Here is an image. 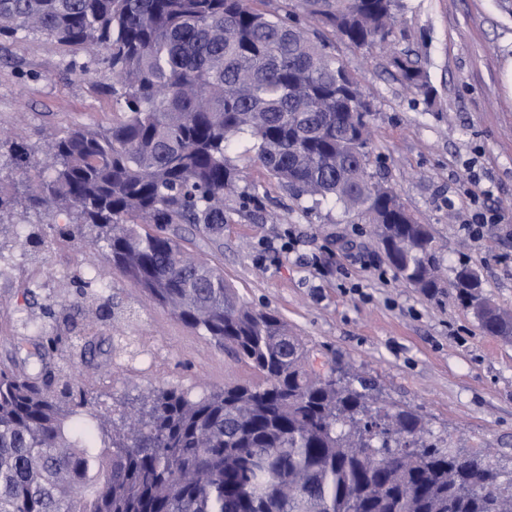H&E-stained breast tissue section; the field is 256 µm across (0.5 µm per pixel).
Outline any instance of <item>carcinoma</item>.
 I'll return each instance as SVG.
<instances>
[{
  "mask_svg": "<svg viewBox=\"0 0 512 512\" xmlns=\"http://www.w3.org/2000/svg\"><path fill=\"white\" fill-rule=\"evenodd\" d=\"M316 24L356 47L392 41L403 0H299ZM39 34L77 51L72 63L112 73L116 110L105 127L69 128L40 151L43 175L0 183V261L15 246L4 216L64 214L61 238L87 224L113 270L201 330L261 379L193 400L176 389L132 407L112 433L86 391L52 390L43 368H0V512H512V483L479 453L428 444L422 417L376 405L346 375L314 374L312 350L281 317L244 304L221 270L181 236L142 224H187L221 246L224 207H260L258 188L229 157L251 161L297 201L340 204L370 225L395 275L426 297L448 286L483 330L512 334V310H482V279L466 262L443 281L427 224L369 168L373 106L346 66L292 15L249 0H0V38ZM425 99L437 90L418 60L390 56ZM96 323L115 318L96 273L70 276ZM51 350L78 324L55 318ZM396 456L375 465L369 449Z\"/></svg>",
  "mask_w": 512,
  "mask_h": 512,
  "instance_id": "carcinoma-1",
  "label": "carcinoma"
}]
</instances>
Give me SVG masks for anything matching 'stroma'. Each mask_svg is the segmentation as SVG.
Returning <instances> with one entry per match:
<instances>
[{
	"label": "stroma",
	"instance_id": "35a3bbf8",
	"mask_svg": "<svg viewBox=\"0 0 512 512\" xmlns=\"http://www.w3.org/2000/svg\"><path fill=\"white\" fill-rule=\"evenodd\" d=\"M403 3L394 49L418 60L438 91L434 105L401 83L379 49L351 47L324 28L315 34L374 97L371 172L431 225L447 272L469 261L486 294L512 309V11L502 0ZM74 56L36 35L0 41V135L32 151L28 167L18 168L1 146L0 181L37 175L44 138L111 122V74L73 70ZM476 181L490 191L483 204L504 221L474 241L466 222ZM247 183L258 186L263 210L228 202L222 247L198 239L193 251L219 265L245 302L286 319L316 357L363 373L379 404L418 412L428 440L463 454L490 449L512 479V340L483 334L455 296L430 299L398 279L368 225L342 207L298 205L257 167ZM76 270L105 271L119 308L82 351L50 362L114 427L131 402L159 389L199 398L255 382L246 365L107 269L87 236L46 237L40 250H14L0 267V365H23L41 328H53L55 313L73 304L68 278Z\"/></svg>",
	"mask_w": 512,
	"mask_h": 512
}]
</instances>
